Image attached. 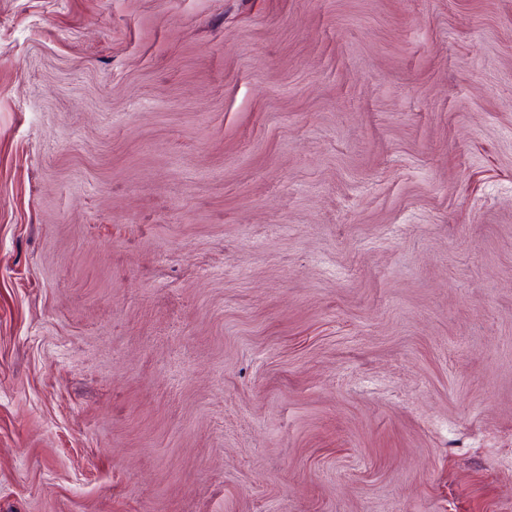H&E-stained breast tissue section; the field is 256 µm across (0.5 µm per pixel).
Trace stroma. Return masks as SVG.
<instances>
[{
	"label": "stroma",
	"instance_id": "35a3bbf8",
	"mask_svg": "<svg viewBox=\"0 0 512 512\" xmlns=\"http://www.w3.org/2000/svg\"><path fill=\"white\" fill-rule=\"evenodd\" d=\"M0 512H512V0H0Z\"/></svg>",
	"mask_w": 512,
	"mask_h": 512
}]
</instances>
